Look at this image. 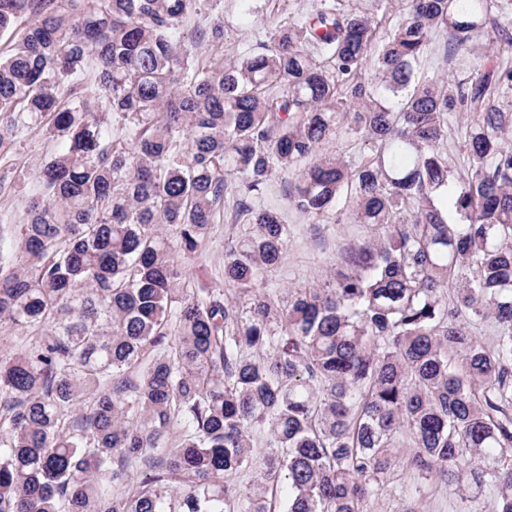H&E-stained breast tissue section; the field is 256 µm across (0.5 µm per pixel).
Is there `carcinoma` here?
I'll return each instance as SVG.
<instances>
[{
	"label": "carcinoma",
	"mask_w": 512,
	"mask_h": 512,
	"mask_svg": "<svg viewBox=\"0 0 512 512\" xmlns=\"http://www.w3.org/2000/svg\"><path fill=\"white\" fill-rule=\"evenodd\" d=\"M230 2L272 38L224 61L202 51L224 0H0V114L60 141L0 253V328L25 331L0 358V512H370L403 447L460 512L486 486L512 512V62L481 68L489 29L512 58V0H401L393 25L349 0ZM436 32L452 83L416 77ZM343 127L369 141L353 163L318 153ZM288 174L290 208L344 198L375 235L284 297L262 279L288 255L267 203ZM228 208L224 287L198 288L176 254ZM461 114H451L448 120V141L443 151H448V162L457 169L459 173L467 170L468 156L463 146V138L460 132Z\"/></svg>",
	"instance_id": "carcinoma-1"
}]
</instances>
